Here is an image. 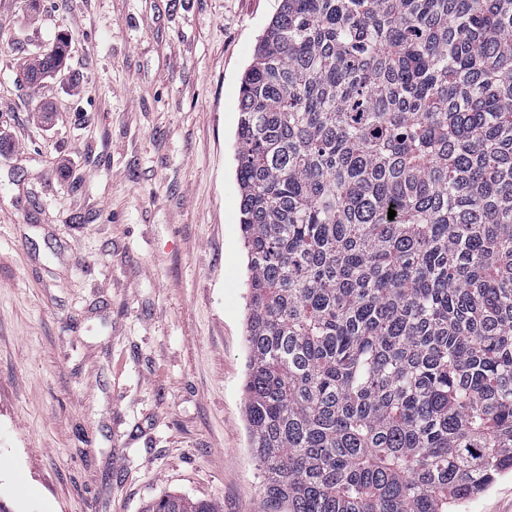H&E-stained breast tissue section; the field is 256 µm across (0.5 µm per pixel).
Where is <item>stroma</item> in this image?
Wrapping results in <instances>:
<instances>
[{"instance_id":"1","label":"stroma","mask_w":512,"mask_h":512,"mask_svg":"<svg viewBox=\"0 0 512 512\" xmlns=\"http://www.w3.org/2000/svg\"><path fill=\"white\" fill-rule=\"evenodd\" d=\"M280 0H0V504L255 512L241 78ZM71 42L70 78L25 65ZM457 512H512V474ZM144 512H220L211 501L194 500L180 494L167 493L152 500Z\"/></svg>"}]
</instances>
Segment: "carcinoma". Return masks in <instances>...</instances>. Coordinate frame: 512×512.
Returning a JSON list of instances; mask_svg holds the SVG:
<instances>
[{"mask_svg": "<svg viewBox=\"0 0 512 512\" xmlns=\"http://www.w3.org/2000/svg\"><path fill=\"white\" fill-rule=\"evenodd\" d=\"M239 112L256 512H453L512 472V0H281Z\"/></svg>", "mask_w": 512, "mask_h": 512, "instance_id": "cac0c4a2", "label": "carcinoma"}]
</instances>
